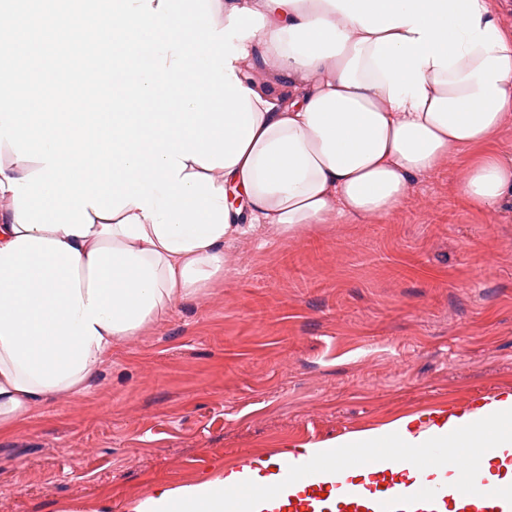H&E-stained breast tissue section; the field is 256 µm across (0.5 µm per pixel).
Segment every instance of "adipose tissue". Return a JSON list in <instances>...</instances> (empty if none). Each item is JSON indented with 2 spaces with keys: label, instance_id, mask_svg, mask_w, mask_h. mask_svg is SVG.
Segmentation results:
<instances>
[{
  "label": "adipose tissue",
  "instance_id": "ef3b65f1",
  "mask_svg": "<svg viewBox=\"0 0 512 512\" xmlns=\"http://www.w3.org/2000/svg\"><path fill=\"white\" fill-rule=\"evenodd\" d=\"M243 7L264 17L255 35L236 40L247 56L233 63L257 94L254 136L236 165L210 172L215 186L245 198L212 244L168 251L133 205L95 218L84 237L23 229L8 181L39 165L0 146V427L74 394L113 346L230 275L224 244L249 227L292 238L314 224L381 219L455 150L491 144L512 121V33L488 0H211L221 28ZM260 69L287 84L318 80L288 98L256 80ZM461 192L477 211L512 202V159L473 158ZM415 429L403 418L343 437L333 457L309 444L221 478L162 487L132 512H224V490L276 486L296 454L353 471L352 444L368 463L388 451L402 466L427 445ZM433 429L454 452L481 448L487 462L506 464L512 483V394Z\"/></svg>",
  "mask_w": 512,
  "mask_h": 512
}]
</instances>
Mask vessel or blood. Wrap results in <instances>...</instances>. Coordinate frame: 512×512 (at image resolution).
Returning <instances> with one entry per match:
<instances>
[{
    "mask_svg": "<svg viewBox=\"0 0 512 512\" xmlns=\"http://www.w3.org/2000/svg\"><path fill=\"white\" fill-rule=\"evenodd\" d=\"M357 462L355 473L337 476L317 488L318 464L312 459L288 462L281 486L255 495L240 488L224 495L225 512H512V485L482 481L471 476L484 469L483 453L459 462L451 448L428 451L435 477L402 480L390 456L375 465L364 461L363 449L348 448Z\"/></svg>",
    "mask_w": 512,
    "mask_h": 512,
    "instance_id": "1",
    "label": "vessel or blood"
}]
</instances>
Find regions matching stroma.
I'll use <instances>...</instances> for the list:
<instances>
[{"mask_svg":"<svg viewBox=\"0 0 512 512\" xmlns=\"http://www.w3.org/2000/svg\"><path fill=\"white\" fill-rule=\"evenodd\" d=\"M464 162L383 219L229 243L230 279L0 429V512H130L244 458L512 392V203L467 206Z\"/></svg>","mask_w":512,"mask_h":512,"instance_id":"35a3bbf8","label":"stroma"}]
</instances>
